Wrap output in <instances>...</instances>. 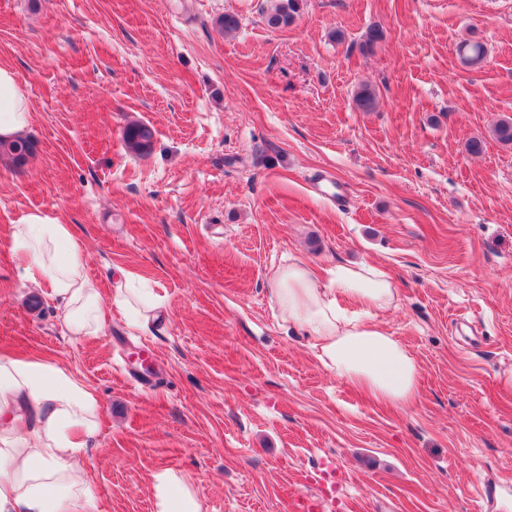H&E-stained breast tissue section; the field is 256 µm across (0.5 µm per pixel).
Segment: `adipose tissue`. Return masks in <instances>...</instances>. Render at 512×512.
<instances>
[{"label":"adipose tissue","instance_id":"ef3b65f1","mask_svg":"<svg viewBox=\"0 0 512 512\" xmlns=\"http://www.w3.org/2000/svg\"><path fill=\"white\" fill-rule=\"evenodd\" d=\"M31 120L14 72L0 66V141L20 137ZM10 246L25 280L57 303L71 336L99 335L116 312L138 333L158 325L163 301L136 287L132 273L101 293L72 225L27 213L13 225ZM270 292L282 321L311 337L317 360L337 380L381 403L414 400L420 366L381 323L399 297L380 266L336 263L320 288L306 263L292 261L275 272ZM101 408L96 390L67 366L0 354V512H93L88 462ZM151 492L155 512H202L191 482L175 472L155 473Z\"/></svg>","mask_w":512,"mask_h":512}]
</instances>
